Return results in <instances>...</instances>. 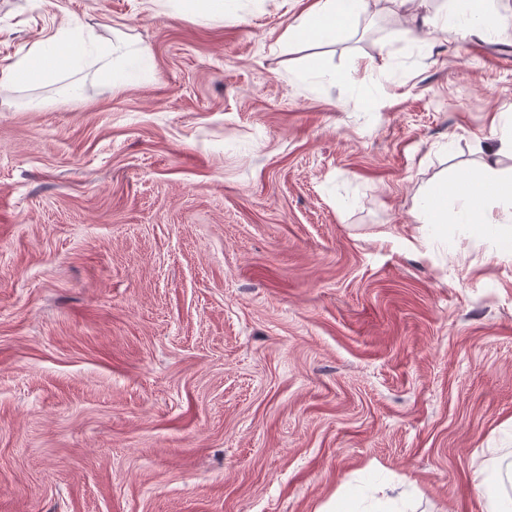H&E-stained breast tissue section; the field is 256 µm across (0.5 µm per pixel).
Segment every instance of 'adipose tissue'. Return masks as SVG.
I'll return each mask as SVG.
<instances>
[{
	"label": "adipose tissue",
	"instance_id": "1",
	"mask_svg": "<svg viewBox=\"0 0 512 512\" xmlns=\"http://www.w3.org/2000/svg\"><path fill=\"white\" fill-rule=\"evenodd\" d=\"M367 0H315L293 32L301 39H321L348 29L365 11ZM124 59L121 74H114L111 62L114 55ZM104 61L101 79L108 84L139 79L147 70L142 52L126 45L102 41L85 35L78 26L64 27L53 36L38 42L9 68L0 71L6 81L39 84L56 78L66 70L77 67L83 58ZM455 196L456 208H448L447 196ZM507 207L505 219L496 218L494 206ZM419 221L441 227L458 226L472 236L481 237L495 231L505 242L512 241V182L497 179L492 165L486 164L477 172L459 178L454 183L433 188L420 207Z\"/></svg>",
	"mask_w": 512,
	"mask_h": 512
}]
</instances>
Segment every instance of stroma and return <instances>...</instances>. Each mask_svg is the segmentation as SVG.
I'll list each match as a JSON object with an SVG mask.
<instances>
[{
  "label": "stroma",
  "mask_w": 512,
  "mask_h": 512,
  "mask_svg": "<svg viewBox=\"0 0 512 512\" xmlns=\"http://www.w3.org/2000/svg\"><path fill=\"white\" fill-rule=\"evenodd\" d=\"M312 3L0 0V69L74 24L150 60L0 83V512L512 497V249L417 219L488 157L512 176V0L488 37L368 0L285 43ZM144 9L158 15L159 7L167 3H175L178 9L202 20H223L236 22L242 20L239 13V0H143Z\"/></svg>",
  "instance_id": "1"
}]
</instances>
